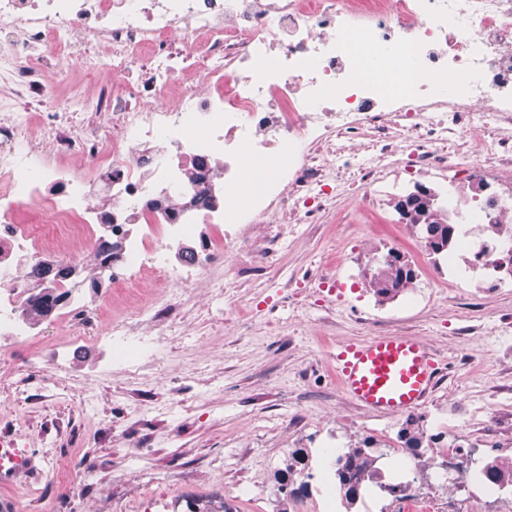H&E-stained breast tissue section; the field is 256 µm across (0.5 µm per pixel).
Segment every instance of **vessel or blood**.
Returning <instances> with one entry per match:
<instances>
[{"label":"vessel or blood","mask_w":512,"mask_h":512,"mask_svg":"<svg viewBox=\"0 0 512 512\" xmlns=\"http://www.w3.org/2000/svg\"><path fill=\"white\" fill-rule=\"evenodd\" d=\"M331 368L344 394L372 411L399 414L424 405L446 373L425 341L379 335L337 347Z\"/></svg>","instance_id":"1"}]
</instances>
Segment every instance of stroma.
Segmentation results:
<instances>
[{
  "label": "stroma",
  "mask_w": 512,
  "mask_h": 512,
  "mask_svg": "<svg viewBox=\"0 0 512 512\" xmlns=\"http://www.w3.org/2000/svg\"><path fill=\"white\" fill-rule=\"evenodd\" d=\"M362 246L374 255L383 251L382 240L367 235L363 225L346 230L324 224L316 236L291 243L282 262L300 280L307 269ZM451 279L453 288L435 299L425 295L432 280L420 276L411 303L391 304L379 302L364 278L341 274L346 289L336 303L332 334H323L300 312H289L285 331L293 345L287 354L274 355L267 348L270 336L261 312L252 327L254 343L235 342L232 325H225L223 335L169 353L141 391L128 397L123 377L103 372L104 353L93 341L68 356L60 386L46 401L22 392L18 381L35 371L38 354H54L52 343L43 342L38 351L25 344L0 348V442L24 449L30 459L29 469L0 483V512H19L23 505L28 512H111L115 507L141 512L138 485L117 477L122 431L136 421V408L146 399L162 400L156 381L176 365L212 361L219 351L223 374L193 383L183 404L161 415L135 459L159 481L152 498L155 512H170L176 503L182 512H207L218 478L236 469V450L246 443L256 450L255 469L262 480L273 477L285 444L281 422L286 409L267 400L247 410L241 406L259 392L255 374L273 365L285 371L289 391L332 393L336 411L330 424L339 431L396 437L403 415L372 413L354 404L337 386L330 366L339 345L372 337L377 321L386 332L425 339L451 363L440 396L493 403L500 367L484 349L491 341L512 346V334L493 333L502 320L512 318V287L483 296L459 274Z\"/></svg>",
  "instance_id": "35a3bbf8"
}]
</instances>
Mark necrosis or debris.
<instances>
[{
	"instance_id": "4bbe7bcc",
	"label": "necrosis or debris",
	"mask_w": 512,
	"mask_h": 512,
	"mask_svg": "<svg viewBox=\"0 0 512 512\" xmlns=\"http://www.w3.org/2000/svg\"><path fill=\"white\" fill-rule=\"evenodd\" d=\"M74 63L90 84L57 105ZM422 188L463 227L450 260L484 292L512 280V0H0L1 346L32 340L20 265L53 251L57 322L131 384L188 321L247 338L258 289L332 323L335 267L295 287L289 240L331 219L400 249ZM90 260L112 268L102 305L75 275ZM493 393L451 403L460 426L411 417L417 448L340 443L295 397L276 483L255 493L239 449L210 512H512V381Z\"/></svg>"
}]
</instances>
